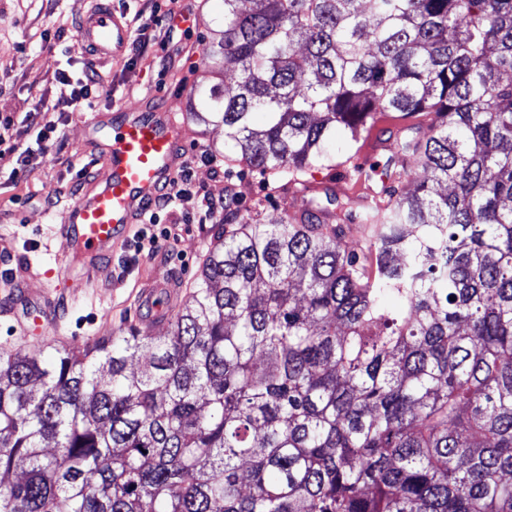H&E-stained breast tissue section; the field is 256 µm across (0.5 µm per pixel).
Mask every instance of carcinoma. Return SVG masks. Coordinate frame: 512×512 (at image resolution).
Instances as JSON below:
<instances>
[{"label": "carcinoma", "mask_w": 512, "mask_h": 512, "mask_svg": "<svg viewBox=\"0 0 512 512\" xmlns=\"http://www.w3.org/2000/svg\"><path fill=\"white\" fill-rule=\"evenodd\" d=\"M222 2L188 120L296 181L413 116L386 206L229 210L168 335L0 353V512H512V0Z\"/></svg>", "instance_id": "cac0c4a2"}]
</instances>
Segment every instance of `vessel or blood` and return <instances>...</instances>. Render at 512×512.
<instances>
[{"label": "vessel or blood", "instance_id": "1", "mask_svg": "<svg viewBox=\"0 0 512 512\" xmlns=\"http://www.w3.org/2000/svg\"><path fill=\"white\" fill-rule=\"evenodd\" d=\"M80 38L92 56L119 61L127 48L130 29L121 14L106 0H95L80 29ZM104 151L95 153L107 175L102 182L90 184L70 207L66 224L59 235L69 246L62 263L68 270H81L83 281L107 267L122 246L129 229L137 224L145 204L159 187L178 171L186 159V133L175 112L159 107L148 110L113 108L111 113L93 111L85 119ZM388 113H377L368 129L365 147L351 158L352 166L382 149L379 132L392 125ZM181 292L165 279H154L139 289L135 297L147 314L141 320V333L150 335L168 322L180 308ZM33 324L22 327L23 337H39L58 315L59 298L46 294L36 300Z\"/></svg>", "mask_w": 512, "mask_h": 512}]
</instances>
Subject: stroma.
I'll list each match as a JSON object with an SVG mask.
<instances>
[{
	"instance_id": "35a3bbf8",
	"label": "stroma",
	"mask_w": 512,
	"mask_h": 512,
	"mask_svg": "<svg viewBox=\"0 0 512 512\" xmlns=\"http://www.w3.org/2000/svg\"><path fill=\"white\" fill-rule=\"evenodd\" d=\"M90 0H0V116L13 117L0 144V306H19L13 292L23 283L29 296L51 292L63 300V318L51 325L50 335L63 337L73 347L95 339L136 332L140 313L133 290L155 276L176 281L183 297H190L208 250L224 232L213 222L200 199L218 197L228 189L241 190L240 210L263 212L274 219L288 212L299 198L287 179L237 166L194 169L191 200L164 210L161 222L171 231L156 252L130 260L121 250L112 267L95 278L94 288L63 272L59 261L67 243L54 235L68 208L82 190L73 177L75 164L93 147V135L83 115L68 109L72 87L61 79L90 62L99 76L93 93L99 110L119 104L129 109L153 101L186 114L189 93L204 76L203 54L212 29L222 13L221 0H176L174 7L161 0H138L150 24L137 48L125 51L122 63L88 61L79 29ZM186 15V22L169 26V10ZM49 106V120L60 136L45 151H36L35 135L26 129L24 112ZM35 153L21 163L26 148Z\"/></svg>"
}]
</instances>
